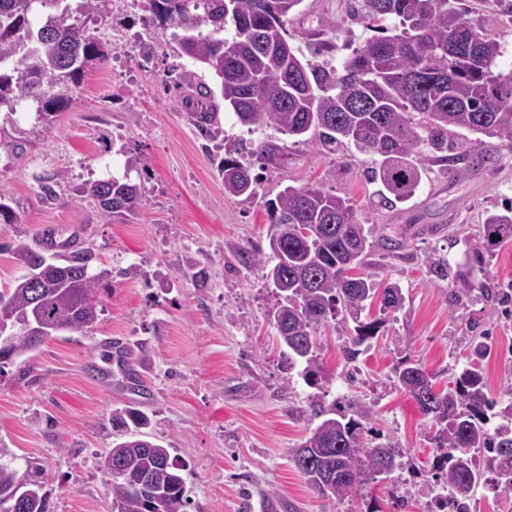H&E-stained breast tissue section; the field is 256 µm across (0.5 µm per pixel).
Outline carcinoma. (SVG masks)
<instances>
[{
	"label": "carcinoma",
	"instance_id": "cac0c4a2",
	"mask_svg": "<svg viewBox=\"0 0 512 512\" xmlns=\"http://www.w3.org/2000/svg\"><path fill=\"white\" fill-rule=\"evenodd\" d=\"M104 0H80L76 9L64 0H0V109L17 112L29 104L50 121L78 99L84 68L102 63L106 52L82 21L101 13ZM148 21L172 30L181 51L219 79L224 105L251 127L274 126L290 136L313 133L331 150L351 144L371 158L369 180L378 186L380 205L391 207L412 198L435 163L484 162L491 144L461 138V132L494 138L512 147V69L498 68V37L473 35L477 26L456 7V0H363L366 17L376 23L393 18L355 49L341 69L302 61L289 46L286 23L301 0H150ZM42 15L38 25L31 18ZM177 86L195 89L206 98L211 89L186 70ZM201 136L213 138L215 113H188ZM224 192L237 197L257 192L250 168L233 158L221 161ZM81 193L107 213L125 219L136 213L139 187L118 178L87 181ZM273 265L287 288L271 322L288 368L305 364V377H321L316 355L318 328L331 321L356 323L352 347L376 338L384 320H360L366 303L381 296V311L401 308V288L364 272L373 244L356 206L321 185L285 187L267 202ZM310 224L315 233L303 238L296 226ZM485 252L451 270L444 258L427 257L428 274L452 278L460 285L458 301L476 287L492 302L507 294L475 284V267L498 246L512 240V206L488 210L482 223ZM21 274L13 280L4 318L30 319L52 336L84 334L102 312L97 295L104 272L89 274L96 255L89 247L75 249L31 240L0 243ZM41 272L45 287L35 302L26 274ZM355 272V277L348 276ZM40 345L18 337L12 362L24 366ZM400 385L435 426L432 441L440 455L435 477L448 485L457 512H467L474 487L490 483L512 512V404L508 423L490 430L488 412L496 406L483 371L472 363L439 389L435 375L419 363L401 359L395 367ZM373 410L359 405L348 416L336 402L318 397L311 417L320 419L305 440L290 450V460L311 488L341 503L357 496L370 481L389 474L403 450L372 446L365 423ZM121 428L119 473L111 477L112 512H186L189 499L169 449L151 440L148 418L126 409L112 415ZM27 478L19 512H49V493L40 467L21 468L0 462V492L10 490L20 474Z\"/></svg>",
	"mask_w": 512,
	"mask_h": 512
}]
</instances>
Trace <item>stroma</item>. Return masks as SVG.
Wrapping results in <instances>:
<instances>
[{
    "instance_id": "obj_1",
    "label": "stroma",
    "mask_w": 512,
    "mask_h": 512,
    "mask_svg": "<svg viewBox=\"0 0 512 512\" xmlns=\"http://www.w3.org/2000/svg\"><path fill=\"white\" fill-rule=\"evenodd\" d=\"M459 4L500 37V66L512 69V16L492 0ZM147 8V0L129 8L108 0L103 15L87 19L108 59L85 71L77 102L52 123L32 111L0 112V138L25 143L19 158L0 150V188L17 217L0 224V242L75 227L96 255L95 270L111 274L99 290L103 312L87 335L49 339L25 378H0V448L39 464L50 512H111L110 477L100 460L115 438L113 411L135 409L180 464L187 512H269L272 504L276 512H429L448 488L433 475L431 423L394 367L410 357L444 388L474 361L490 396L502 406L512 402L504 392L512 381V304L491 305L477 290L457 301L456 283L432 278L426 265L436 255L455 267L481 247L486 210L512 204V149L501 148L477 170L430 166L410 201L376 205L365 156L241 124L225 108L218 79L182 54L170 29L144 26ZM287 30L302 59L333 67L375 34L357 0H302ZM185 68L212 91L203 105L218 114L215 141L186 119L193 106L174 86ZM243 142L272 145L273 160L239 151ZM131 155L139 164L129 171ZM232 155L257 177L256 196L225 194L217 165ZM123 173L142 191L127 220L76 193L82 183ZM50 179L52 200L40 189ZM310 183L353 200L377 245L368 273L398 283L404 295L395 312L381 313L376 300L367 306L364 317L385 324L354 359L346 357V325L316 331L329 398L372 406L370 443L405 451L390 478L339 504L320 498L288 460L312 425L319 389L280 355L267 266L236 258L241 247L267 246V201L286 186ZM390 240L406 243L408 257L387 255ZM482 335L491 349L477 356L471 343ZM110 337L128 342L132 363L149 366L148 389L136 391L117 369L108 385L99 383L101 344Z\"/></svg>"
}]
</instances>
